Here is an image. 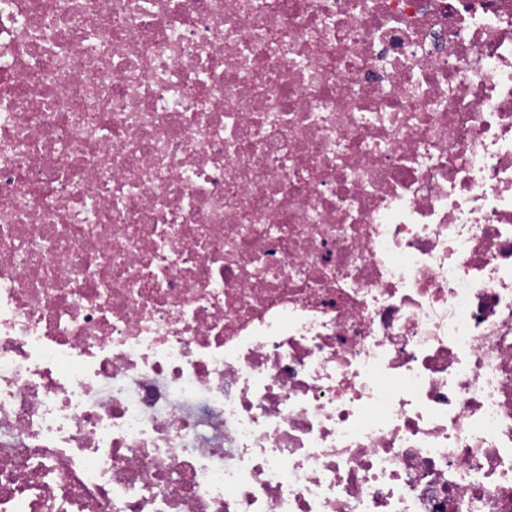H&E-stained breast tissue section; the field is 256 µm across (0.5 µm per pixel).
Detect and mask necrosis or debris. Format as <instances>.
Wrapping results in <instances>:
<instances>
[{
	"instance_id": "1",
	"label": "necrosis or debris",
	"mask_w": 512,
	"mask_h": 512,
	"mask_svg": "<svg viewBox=\"0 0 512 512\" xmlns=\"http://www.w3.org/2000/svg\"><path fill=\"white\" fill-rule=\"evenodd\" d=\"M0 512H512V0H0Z\"/></svg>"
}]
</instances>
